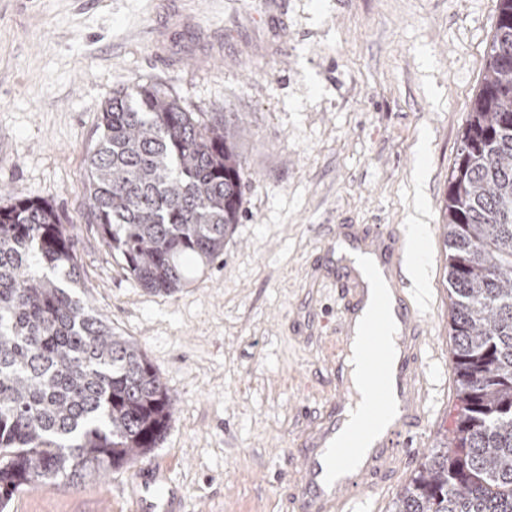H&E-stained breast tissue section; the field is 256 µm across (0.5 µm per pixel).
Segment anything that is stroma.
<instances>
[{
    "label": "stroma",
    "instance_id": "stroma-1",
    "mask_svg": "<svg viewBox=\"0 0 512 512\" xmlns=\"http://www.w3.org/2000/svg\"><path fill=\"white\" fill-rule=\"evenodd\" d=\"M498 0H0V206L51 204L78 240L82 297L136 342L175 401L143 457L184 512H288L314 408L335 395L324 264L339 227L427 226L426 420L392 504L452 428L443 200L484 75ZM243 128L241 218L224 256L173 294L143 290L82 218L100 111L133 83ZM136 467L17 494L7 512H132Z\"/></svg>",
    "mask_w": 512,
    "mask_h": 512
}]
</instances>
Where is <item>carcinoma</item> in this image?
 Returning <instances> with one entry per match:
<instances>
[{"mask_svg": "<svg viewBox=\"0 0 512 512\" xmlns=\"http://www.w3.org/2000/svg\"><path fill=\"white\" fill-rule=\"evenodd\" d=\"M86 165V223L151 293L183 288L239 223L242 128L152 83L112 94ZM443 284L454 427L393 512H512V0L448 177ZM57 210L0 207V507L47 481L130 466L162 442L174 400L155 366L79 295Z\"/></svg>", "mask_w": 512, "mask_h": 512, "instance_id": "1", "label": "carcinoma"}]
</instances>
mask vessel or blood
<instances>
[{
    "label": "vessel or blood",
    "instance_id": "1",
    "mask_svg": "<svg viewBox=\"0 0 512 512\" xmlns=\"http://www.w3.org/2000/svg\"><path fill=\"white\" fill-rule=\"evenodd\" d=\"M360 248L375 255L389 291L377 308L367 309V290L352 280H336V301L342 338H350L356 320L369 313L363 352L368 392L364 421L383 420L372 447L361 443V429L345 428L352 404V385L341 378L336 397L326 401L322 423L305 434L303 453L294 463L298 476L288 499L290 512H360L376 498L394 463L412 444L421 426L428 391L420 372L427 340L418 311L407 301L397 273L404 262L402 237L392 227L376 225L359 238ZM134 512H181L185 492L166 468L139 467Z\"/></svg>",
    "mask_w": 512,
    "mask_h": 512
}]
</instances>
